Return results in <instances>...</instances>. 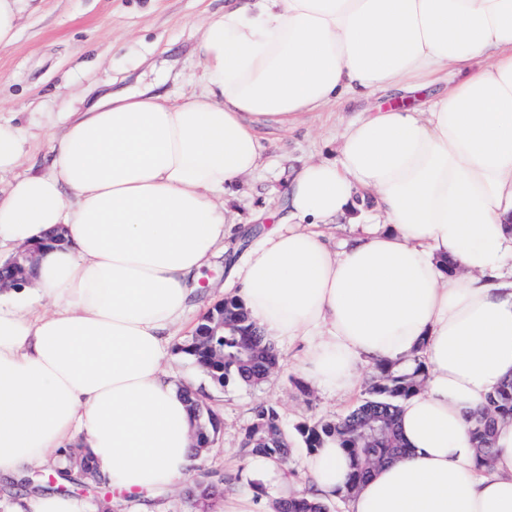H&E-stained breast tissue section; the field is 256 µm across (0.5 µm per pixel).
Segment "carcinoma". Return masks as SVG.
Masks as SVG:
<instances>
[{
  "mask_svg": "<svg viewBox=\"0 0 512 512\" xmlns=\"http://www.w3.org/2000/svg\"><path fill=\"white\" fill-rule=\"evenodd\" d=\"M227 309L235 313L232 321L218 328L216 324L209 323V318L218 309L208 311L196 323V327H210L213 335H192L179 345L178 350L218 385L230 381L244 385L259 384L276 365V353L270 344L263 342V337L256 331L242 305L230 303ZM377 372V378L369 388L371 399L336 420L298 427L303 442L311 451L322 447L331 438L339 440L351 460L348 476V487L351 489L365 481L378 465L405 452L398 430L399 404L421 389L426 376V368L421 361L404 369L390 363H380ZM184 394L195 420L197 435L210 437L214 428L199 420L202 399L187 388ZM509 419L512 420L511 379L488 397L472 425V439L480 462H485L491 452L497 423ZM241 452L246 458L276 462L283 461L290 454L288 435L274 407H256L252 422L245 429ZM281 512H326V506H315L304 498H296L288 501V506L282 508Z\"/></svg>",
  "mask_w": 512,
  "mask_h": 512,
  "instance_id": "cac0c4a2",
  "label": "carcinoma"
}]
</instances>
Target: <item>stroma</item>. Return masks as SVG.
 <instances>
[{"label":"stroma","instance_id":"stroma-1","mask_svg":"<svg viewBox=\"0 0 512 512\" xmlns=\"http://www.w3.org/2000/svg\"><path fill=\"white\" fill-rule=\"evenodd\" d=\"M223 5L224 0H39L36 11L23 15L14 44L0 48V122L13 121L25 129L19 171L47 170L46 130L61 129L65 112L94 86L108 82L120 90L157 84L174 96L196 90L202 73L196 54L201 24ZM391 105L418 108L422 102L385 90L370 100L345 103L336 112L312 117L286 135L273 127L266 129V139L274 144L266 164L224 196L238 223L227 234L224 250L204 271L203 289L191 303L190 321L223 301L231 263L241 261L262 237L264 227L253 222V215L280 207L279 192L293 171L309 160H335L336 135L348 121ZM275 346L279 353L275 372L254 387L216 385L176 350H169L165 370L170 381L194 380L220 427L178 484L148 494L146 512H201L186 495L189 487L219 480L236 486L238 477L247 474L241 440L261 404L275 407L286 432L294 437L295 453L285 469L299 485H307L302 460L307 448L296 437L297 426L345 416L367 397L375 371L366 369L353 394L340 396L314 385L305 395L295 386L302 377L298 347L284 339L276 340Z\"/></svg>","mask_w":512,"mask_h":512}]
</instances>
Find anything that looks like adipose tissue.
<instances>
[{
    "instance_id": "obj_1",
    "label": "adipose tissue",
    "mask_w": 512,
    "mask_h": 512,
    "mask_svg": "<svg viewBox=\"0 0 512 512\" xmlns=\"http://www.w3.org/2000/svg\"><path fill=\"white\" fill-rule=\"evenodd\" d=\"M197 53L201 91L80 101L47 134L50 169L0 193V250L65 238L36 255L26 291L0 290V479L75 443L131 497L186 473L193 421L164 360L234 222L221 197L264 163L259 128L437 85L424 109L352 121L335 160L303 165L224 292L345 395L365 367L424 357L426 386L398 417L407 451L347 512H512V421L488 468L468 421L512 378V0H227ZM367 194L379 221L332 243L327 227ZM305 468L302 494L249 462L264 493L223 512L346 495L338 441Z\"/></svg>"
}]
</instances>
